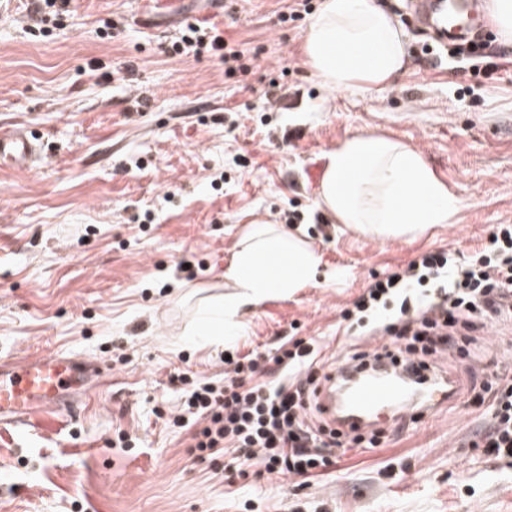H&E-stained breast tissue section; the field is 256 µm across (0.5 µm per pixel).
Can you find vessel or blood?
Wrapping results in <instances>:
<instances>
[{
	"label": "vessel or blood",
	"mask_w": 512,
	"mask_h": 512,
	"mask_svg": "<svg viewBox=\"0 0 512 512\" xmlns=\"http://www.w3.org/2000/svg\"><path fill=\"white\" fill-rule=\"evenodd\" d=\"M419 26L437 37L464 31V21L483 13L482 0H411ZM42 156V144L23 127L0 131V167L29 170ZM390 363L380 372H364L347 397L350 411L337 418L343 432L358 434L383 422L385 412H409L419 405L422 415L449 401L444 383L432 375L420 377V386L408 389L391 375ZM100 371L95 362L63 354L25 356L0 364V426L21 429L38 414L74 409L89 396Z\"/></svg>",
	"instance_id": "b4317fda"
}]
</instances>
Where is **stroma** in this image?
<instances>
[{
    "mask_svg": "<svg viewBox=\"0 0 512 512\" xmlns=\"http://www.w3.org/2000/svg\"><path fill=\"white\" fill-rule=\"evenodd\" d=\"M380 2L405 72L330 92L302 53L307 20L278 21L292 0H231L217 28L254 63L230 77L220 58L172 54L181 25L140 29L136 0H73L47 36L41 0H0V128L43 144L35 170L0 168V360L58 353L104 370L72 415L0 430V512H512V463L482 448L492 404L471 390L512 378V321L480 334L479 359L435 357L457 400L306 484L254 466L239 477L163 419L185 380L223 379L225 354L292 336L341 355L340 314L371 275L429 249L470 257L512 225V76L424 53L433 38L407 0ZM369 132L423 153L462 201L453 223L380 243L319 213L324 152ZM294 210L322 276L204 336L242 233ZM121 433L130 447H115Z\"/></svg>",
    "mask_w": 512,
    "mask_h": 512,
    "instance_id": "35a3bbf8",
    "label": "stroma"
}]
</instances>
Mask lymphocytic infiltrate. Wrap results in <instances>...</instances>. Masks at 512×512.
<instances>
[{
  "instance_id": "lymphocytic-infiltrate-1",
  "label": "lymphocytic infiltrate",
  "mask_w": 512,
  "mask_h": 512,
  "mask_svg": "<svg viewBox=\"0 0 512 512\" xmlns=\"http://www.w3.org/2000/svg\"><path fill=\"white\" fill-rule=\"evenodd\" d=\"M175 54H211L233 75L241 52L219 31L188 25L172 43ZM347 337L340 358L329 359L315 339L280 345L266 360L257 351L237 357L223 381L195 382L187 406L203 426L195 450L216 448L233 460L250 461L270 474L310 482L335 465L338 449L360 446L364 437L347 435L326 420L318 393L332 371L347 363L363 366L387 359L417 362L475 343L489 324L512 318V225H497L467 261L446 251H423L407 264L372 276L342 311ZM381 338L366 350L359 338ZM495 400L482 444L494 457L512 458V380L483 385Z\"/></svg>"
}]
</instances>
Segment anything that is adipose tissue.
Instances as JSON below:
<instances>
[{
	"mask_svg": "<svg viewBox=\"0 0 512 512\" xmlns=\"http://www.w3.org/2000/svg\"><path fill=\"white\" fill-rule=\"evenodd\" d=\"M307 65L331 90L369 91L394 81L407 61L405 36L377 0H322L303 36ZM315 204L379 241L414 238L451 223L459 201L418 149L394 138L360 133L324 155ZM322 259L283 227L251 225L224 270L228 292L218 314L230 330L265 300L307 287Z\"/></svg>",
	"mask_w": 512,
	"mask_h": 512,
	"instance_id": "1",
	"label": "adipose tissue"
}]
</instances>
